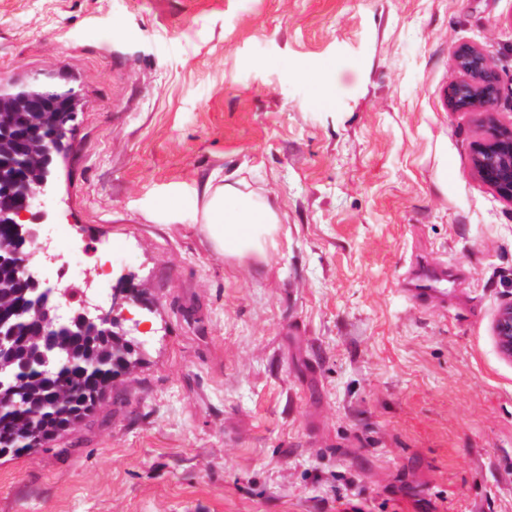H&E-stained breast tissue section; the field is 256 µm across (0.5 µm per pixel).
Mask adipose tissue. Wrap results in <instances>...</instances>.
<instances>
[{
    "mask_svg": "<svg viewBox=\"0 0 512 512\" xmlns=\"http://www.w3.org/2000/svg\"><path fill=\"white\" fill-rule=\"evenodd\" d=\"M203 226L215 247L228 255L259 249L277 223L273 209L231 185L206 182L194 198Z\"/></svg>",
    "mask_w": 512,
    "mask_h": 512,
    "instance_id": "1",
    "label": "adipose tissue"
}]
</instances>
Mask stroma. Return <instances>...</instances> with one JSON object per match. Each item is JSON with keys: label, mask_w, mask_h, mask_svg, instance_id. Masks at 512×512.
<instances>
[{"label": "stroma", "mask_w": 512, "mask_h": 512, "mask_svg": "<svg viewBox=\"0 0 512 512\" xmlns=\"http://www.w3.org/2000/svg\"><path fill=\"white\" fill-rule=\"evenodd\" d=\"M471 46L500 77L452 112ZM75 88L48 221L144 297L137 366L51 447L0 458V512H512V202L473 165L512 128V0H0V81ZM278 217L218 251L213 175ZM457 266L447 309L402 291ZM403 284L409 300L438 308L448 306V296L456 292V288H448L447 262L434 264L416 254L409 259Z\"/></svg>", "instance_id": "1"}]
</instances>
